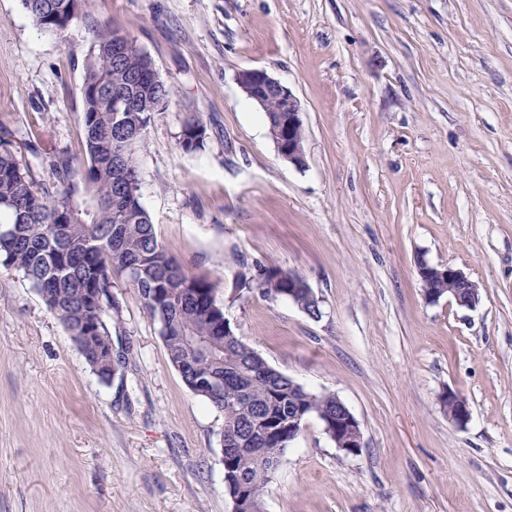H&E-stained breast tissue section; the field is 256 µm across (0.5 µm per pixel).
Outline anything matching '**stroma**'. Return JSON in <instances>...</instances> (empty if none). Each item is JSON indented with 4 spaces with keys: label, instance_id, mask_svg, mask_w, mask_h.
I'll list each match as a JSON object with an SVG mask.
<instances>
[{
    "label": "stroma",
    "instance_id": "1",
    "mask_svg": "<svg viewBox=\"0 0 512 512\" xmlns=\"http://www.w3.org/2000/svg\"><path fill=\"white\" fill-rule=\"evenodd\" d=\"M103 23L175 92L138 154L159 238L219 278L243 341L362 430L351 455L309 419L265 512H512V0H86L63 37L0 0V129L37 180L51 154L84 156V61ZM251 68L299 98L305 167L242 91ZM189 111L208 133L193 153L178 146ZM421 258L476 281L479 305L426 302ZM256 261L303 276L321 318L239 295L234 275ZM117 297L125 365L105 384L0 268V512H232L223 412L186 387L138 293ZM443 405L448 407V419L457 426L465 424L469 418V407L463 398L456 392L448 390L443 394ZM446 401L448 406H446Z\"/></svg>",
    "mask_w": 512,
    "mask_h": 512
}]
</instances>
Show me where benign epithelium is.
Wrapping results in <instances>:
<instances>
[{
  "mask_svg": "<svg viewBox=\"0 0 512 512\" xmlns=\"http://www.w3.org/2000/svg\"><path fill=\"white\" fill-rule=\"evenodd\" d=\"M239 84L257 106L262 107L266 98L276 97L278 111L282 113L278 124L273 128L275 144L280 157L296 168L306 165L304 141L302 138V106L298 97L285 85L273 78L264 69H248L239 74ZM417 275L424 281L429 275L439 276L448 281L446 292L425 294L426 300L436 302L443 296L462 308L474 309L480 302L479 285L464 272L451 266H434L421 258L417 261ZM443 399L448 402V420L457 426L465 424L469 418V407L456 392H444ZM362 445V432L359 422L347 408H336V448L354 454Z\"/></svg>",
  "mask_w": 512,
  "mask_h": 512,
  "instance_id": "7a95c632",
  "label": "benign epithelium"
}]
</instances>
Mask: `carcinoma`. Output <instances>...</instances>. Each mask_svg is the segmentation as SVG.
Returning a JSON list of instances; mask_svg holds the SVG:
<instances>
[{
  "instance_id": "carcinoma-1",
  "label": "carcinoma",
  "mask_w": 512,
  "mask_h": 512,
  "mask_svg": "<svg viewBox=\"0 0 512 512\" xmlns=\"http://www.w3.org/2000/svg\"><path fill=\"white\" fill-rule=\"evenodd\" d=\"M85 0H22L43 31L62 35L68 13ZM152 57L127 33L92 30L84 83L87 161L57 152L55 181L41 183L0 136V266L23 273L91 369L107 384L119 371L112 360V315L119 314L115 278L134 289L158 325L168 360L188 389L224 413L221 455L232 512H263V494L283 454L305 422L336 415V395L315 393L271 367L236 335L216 292L218 282L197 274L158 238L140 201L138 150L153 116L168 109L172 88H138L142 107L119 112L112 92L130 85ZM207 127L187 113L178 145L204 148ZM234 288L268 299L288 297L311 318L321 304L304 280L259 261L243 266Z\"/></svg>"
}]
</instances>
